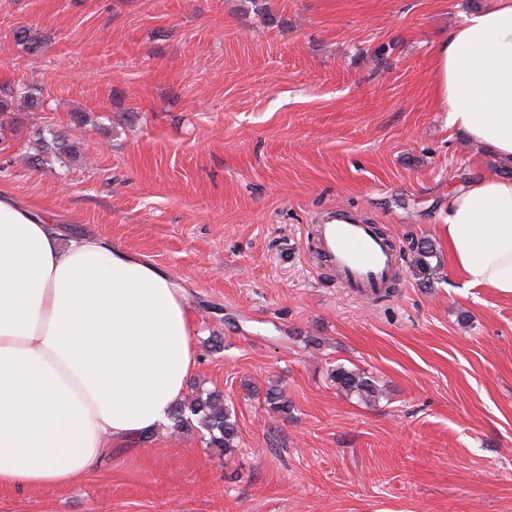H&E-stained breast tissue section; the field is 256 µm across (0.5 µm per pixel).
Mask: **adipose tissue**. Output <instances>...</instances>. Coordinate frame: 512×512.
I'll return each instance as SVG.
<instances>
[{
    "label": "adipose tissue",
    "mask_w": 512,
    "mask_h": 512,
    "mask_svg": "<svg viewBox=\"0 0 512 512\" xmlns=\"http://www.w3.org/2000/svg\"><path fill=\"white\" fill-rule=\"evenodd\" d=\"M448 123L512 161V0H490L433 52ZM53 217L0 191V486L89 473L113 443L168 419L196 367L183 288L106 238L61 246ZM448 249L472 287L512 296V177L448 197Z\"/></svg>",
    "instance_id": "obj_1"
}]
</instances>
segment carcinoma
<instances>
[{
	"label": "carcinoma",
	"mask_w": 512,
	"mask_h": 512,
	"mask_svg": "<svg viewBox=\"0 0 512 512\" xmlns=\"http://www.w3.org/2000/svg\"><path fill=\"white\" fill-rule=\"evenodd\" d=\"M15 41L27 47L29 52L37 54L42 51L43 41L26 27H19L13 32ZM16 106L39 110L42 101L34 93V89L14 91L10 88L0 89V114L8 112ZM38 153L51 154L55 157L73 152L75 142L71 130H50L48 134H38ZM401 260L411 267L420 286L432 288L440 278V263H432L437 257L434 244L428 240L409 246V252H400ZM328 379L336 390L347 398H355L365 405L379 402L383 397V388L373 377L358 368H348L338 364L328 370ZM264 401L273 413L288 417L292 403L286 393L273 386L266 389ZM173 426L180 430H204L211 448H222L229 453L237 447L239 440V424L235 413L231 412L224 393L218 390L202 391L197 389L191 396L175 404L170 413Z\"/></svg>",
	"instance_id": "1"
}]
</instances>
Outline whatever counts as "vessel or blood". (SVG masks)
Segmentation results:
<instances>
[{"mask_svg": "<svg viewBox=\"0 0 512 512\" xmlns=\"http://www.w3.org/2000/svg\"><path fill=\"white\" fill-rule=\"evenodd\" d=\"M319 240L345 286L372 293L391 280L395 255L373 225L330 213L319 227Z\"/></svg>", "mask_w": 512, "mask_h": 512, "instance_id": "vessel-or-blood-1", "label": "vessel or blood"}]
</instances>
